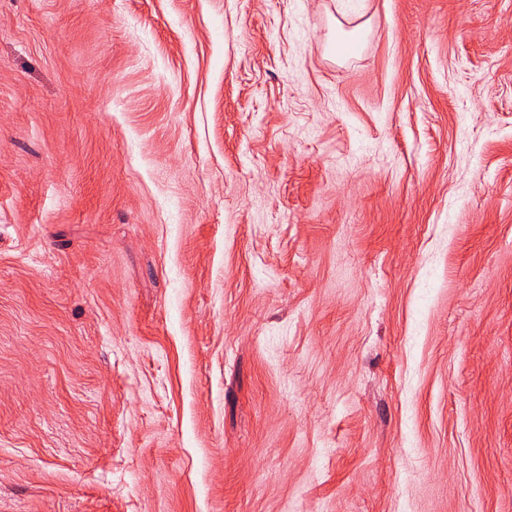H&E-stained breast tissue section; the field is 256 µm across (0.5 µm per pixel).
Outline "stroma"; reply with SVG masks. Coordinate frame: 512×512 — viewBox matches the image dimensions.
I'll list each match as a JSON object with an SVG mask.
<instances>
[{
	"instance_id": "35a3bbf8",
	"label": "stroma",
	"mask_w": 512,
	"mask_h": 512,
	"mask_svg": "<svg viewBox=\"0 0 512 512\" xmlns=\"http://www.w3.org/2000/svg\"><path fill=\"white\" fill-rule=\"evenodd\" d=\"M0 512H512V0H0Z\"/></svg>"
}]
</instances>
